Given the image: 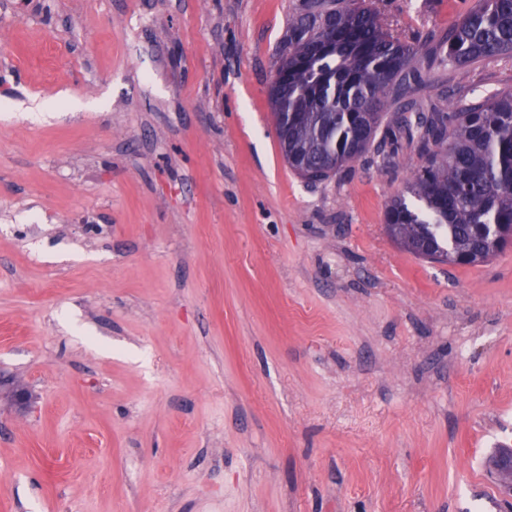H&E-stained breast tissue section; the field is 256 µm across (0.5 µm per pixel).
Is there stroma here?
<instances>
[{
  "label": "stroma",
  "mask_w": 512,
  "mask_h": 512,
  "mask_svg": "<svg viewBox=\"0 0 512 512\" xmlns=\"http://www.w3.org/2000/svg\"><path fill=\"white\" fill-rule=\"evenodd\" d=\"M477 0H377L403 39ZM295 0H0V512H507L512 244L385 228L399 139L311 184L269 86ZM512 54L423 65L428 110Z\"/></svg>",
  "instance_id": "35a3bbf8"
}]
</instances>
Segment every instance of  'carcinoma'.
<instances>
[{
  "label": "carcinoma",
  "instance_id": "1",
  "mask_svg": "<svg viewBox=\"0 0 512 512\" xmlns=\"http://www.w3.org/2000/svg\"><path fill=\"white\" fill-rule=\"evenodd\" d=\"M443 42L453 67L512 53V0H480ZM435 51L429 38L395 35L373 0H296L273 116L288 166L311 183L371 150L386 153L399 135L416 143L426 162L391 200L388 233L415 255L431 240L434 259L453 264L462 253L475 265L512 239V91L453 102L448 114L416 110L408 95L417 63Z\"/></svg>",
  "mask_w": 512,
  "mask_h": 512
}]
</instances>
